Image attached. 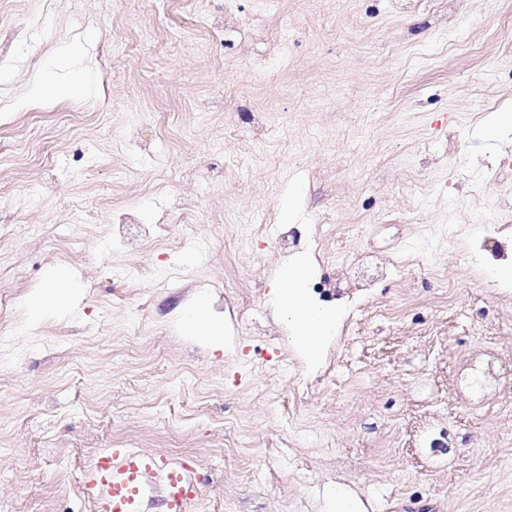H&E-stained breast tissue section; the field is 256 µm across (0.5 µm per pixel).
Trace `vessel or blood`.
Returning a JSON list of instances; mask_svg holds the SVG:
<instances>
[{
    "instance_id": "1",
    "label": "vessel or blood",
    "mask_w": 512,
    "mask_h": 512,
    "mask_svg": "<svg viewBox=\"0 0 512 512\" xmlns=\"http://www.w3.org/2000/svg\"><path fill=\"white\" fill-rule=\"evenodd\" d=\"M149 479L163 485L166 512H193V472L180 462L159 461L133 448L112 449L102 459L96 477L107 489L102 512H137V496Z\"/></svg>"
}]
</instances>
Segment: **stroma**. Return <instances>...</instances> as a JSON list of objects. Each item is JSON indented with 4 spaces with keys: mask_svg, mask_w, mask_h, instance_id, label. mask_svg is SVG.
I'll return each instance as SVG.
<instances>
[{
    "mask_svg": "<svg viewBox=\"0 0 512 512\" xmlns=\"http://www.w3.org/2000/svg\"><path fill=\"white\" fill-rule=\"evenodd\" d=\"M40 70L70 87L23 104ZM0 71V501L94 512L77 487L132 442L197 473L194 512H322L329 483L512 512V134L480 135L512 105V0H0ZM368 254L409 265L351 287ZM299 255L344 311L315 367L272 288ZM57 270L72 306L28 322ZM199 296L222 348L175 324Z\"/></svg>",
    "mask_w": 512,
    "mask_h": 512,
    "instance_id": "stroma-1",
    "label": "stroma"
}]
</instances>
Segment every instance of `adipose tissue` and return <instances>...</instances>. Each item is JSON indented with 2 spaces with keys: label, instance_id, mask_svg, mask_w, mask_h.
Instances as JSON below:
<instances>
[{
  "label": "adipose tissue",
  "instance_id": "1",
  "mask_svg": "<svg viewBox=\"0 0 512 512\" xmlns=\"http://www.w3.org/2000/svg\"><path fill=\"white\" fill-rule=\"evenodd\" d=\"M308 272L309 264L302 257L282 267L275 281V300L278 315L290 332V345L307 360L315 361L333 340L342 312L310 299L305 288ZM179 325L184 335L216 347L224 344V326L211 317L203 298L184 308Z\"/></svg>",
  "mask_w": 512,
  "mask_h": 512
}]
</instances>
